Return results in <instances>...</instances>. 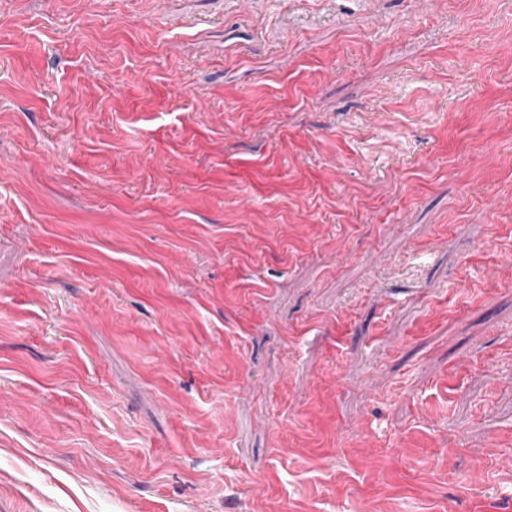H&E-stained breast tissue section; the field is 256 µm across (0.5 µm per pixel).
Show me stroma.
<instances>
[{"instance_id":"obj_1","label":"stroma","mask_w":512,"mask_h":512,"mask_svg":"<svg viewBox=\"0 0 512 512\" xmlns=\"http://www.w3.org/2000/svg\"><path fill=\"white\" fill-rule=\"evenodd\" d=\"M0 512H512V0H0Z\"/></svg>"}]
</instances>
